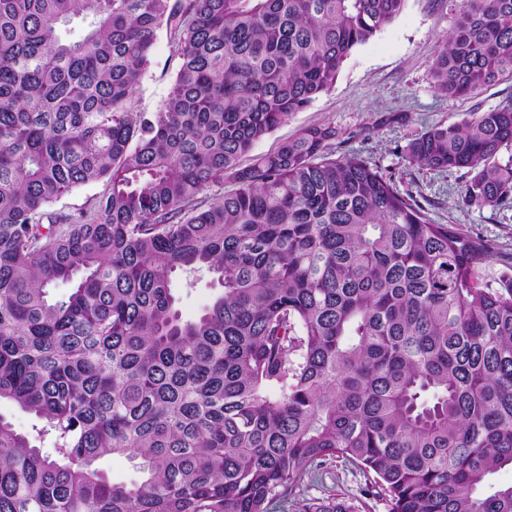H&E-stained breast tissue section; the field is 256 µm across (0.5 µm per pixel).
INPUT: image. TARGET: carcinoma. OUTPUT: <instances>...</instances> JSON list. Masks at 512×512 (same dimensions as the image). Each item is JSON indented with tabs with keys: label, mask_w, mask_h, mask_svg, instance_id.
<instances>
[{
	"label": "carcinoma",
	"mask_w": 512,
	"mask_h": 512,
	"mask_svg": "<svg viewBox=\"0 0 512 512\" xmlns=\"http://www.w3.org/2000/svg\"><path fill=\"white\" fill-rule=\"evenodd\" d=\"M404 3L0 0V401L51 440L0 414V512H270L334 459L388 512H512L489 484L512 467V265L336 156L329 126L242 164ZM162 29L177 69L137 112ZM432 77L468 98L512 79V0H463ZM510 146L512 104L407 153L512 207ZM177 273L221 288L193 320ZM110 453L141 479L113 482ZM103 187L101 184H90L82 186L75 190L72 194L61 198L57 201L52 209L61 212H71L84 206L90 199L97 196ZM0 413L9 420L14 427L23 433H33V426H41V423L32 414L22 411L17 406L7 401L0 403Z\"/></svg>",
	"instance_id": "carcinoma-1"
}]
</instances>
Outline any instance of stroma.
I'll return each instance as SVG.
<instances>
[{"label":"stroma","mask_w":512,"mask_h":512,"mask_svg":"<svg viewBox=\"0 0 512 512\" xmlns=\"http://www.w3.org/2000/svg\"><path fill=\"white\" fill-rule=\"evenodd\" d=\"M461 0H406L403 11L343 63L333 87L262 140L253 151L274 150L298 130L328 125L336 130V154L364 161L389 176L397 190L422 206L437 224L480 238L492 247L491 267L512 264V209L467 205L462 201L472 174L465 169L432 171L410 164L409 143L427 129L460 123L475 111L512 101V81L489 87L474 98L436 92L431 65L456 29ZM175 44L159 32L150 63L134 98L139 112L156 111L172 82ZM309 498L335 496L355 512H387L385 501L367 487L354 465L335 460L319 479L303 478Z\"/></svg>","instance_id":"1"}]
</instances>
